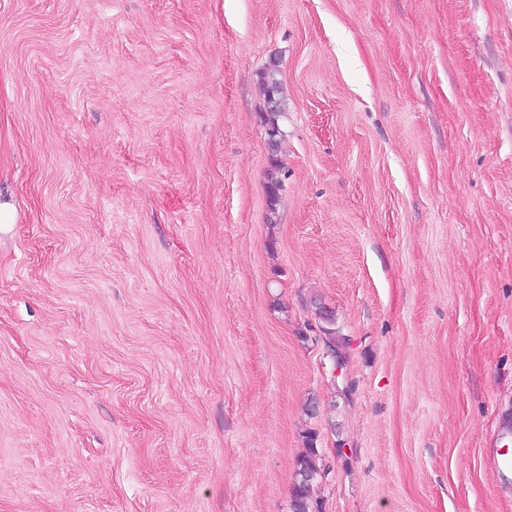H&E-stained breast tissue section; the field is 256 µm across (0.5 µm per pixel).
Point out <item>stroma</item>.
I'll return each mask as SVG.
<instances>
[{
	"instance_id": "stroma-1",
	"label": "stroma",
	"mask_w": 512,
	"mask_h": 512,
	"mask_svg": "<svg viewBox=\"0 0 512 512\" xmlns=\"http://www.w3.org/2000/svg\"><path fill=\"white\" fill-rule=\"evenodd\" d=\"M0 204V512H512V0H0ZM316 310L318 319L321 321V324L318 327L319 332L322 334L320 337L329 352V356L337 365L344 368L346 355L343 350L346 344V338L336 334L334 315L331 311L321 305V303L318 304ZM307 447L298 456L294 481L290 490V512H322L320 503L312 495V487L327 472L316 446V433L306 436Z\"/></svg>"
}]
</instances>
